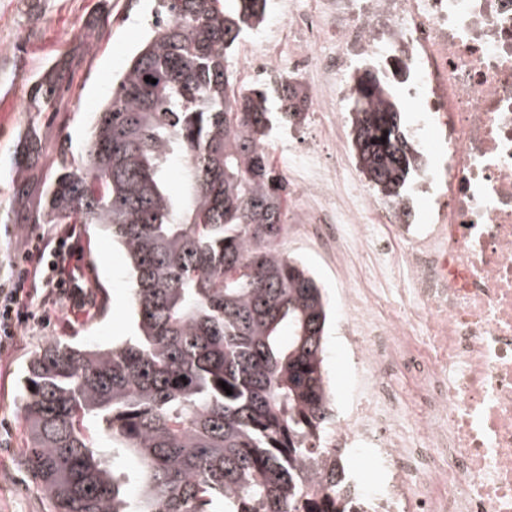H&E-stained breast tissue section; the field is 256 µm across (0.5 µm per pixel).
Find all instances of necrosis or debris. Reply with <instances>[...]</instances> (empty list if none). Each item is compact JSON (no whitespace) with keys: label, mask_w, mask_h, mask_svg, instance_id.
I'll list each match as a JSON object with an SVG mask.
<instances>
[{"label":"necrosis or debris","mask_w":512,"mask_h":512,"mask_svg":"<svg viewBox=\"0 0 512 512\" xmlns=\"http://www.w3.org/2000/svg\"><path fill=\"white\" fill-rule=\"evenodd\" d=\"M290 23L288 61L261 42L248 68L300 73L320 124L351 94L352 57L388 52L441 146L421 156L419 190L439 199L427 224L404 223L322 130L288 187L292 210L318 218L307 232L394 282L381 301L344 290L364 389L327 438L378 474L373 512H512V0H313Z\"/></svg>","instance_id":"necrosis-or-debris-1"}]
</instances>
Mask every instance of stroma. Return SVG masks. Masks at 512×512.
I'll use <instances>...</instances> for the list:
<instances>
[{
	"instance_id": "35a3bbf8",
	"label": "stroma",
	"mask_w": 512,
	"mask_h": 512,
	"mask_svg": "<svg viewBox=\"0 0 512 512\" xmlns=\"http://www.w3.org/2000/svg\"><path fill=\"white\" fill-rule=\"evenodd\" d=\"M309 0H270L262 27L249 31L235 59L244 61L255 43L288 28V13L305 11ZM152 25L150 0H0V280L14 271L28 238L43 232L24 223L13 208L21 177L50 182L51 162L80 154L98 109L112 93V80L129 64ZM70 62L52 106L30 109L34 82L53 66ZM36 130L38 149L22 158L29 130ZM309 122L277 131L270 143L271 160L286 177L300 174L299 154ZM82 257L75 281L78 293L51 308L56 322L24 328L14 345L0 350V512H49L35 477L20 467L26 446L24 369L51 340L108 348L134 332L128 258L98 227H76ZM280 250L302 260L317 276L330 307L324 338V368L336 394L337 414L346 416L357 390L354 364L340 363L338 338L344 282L335 256L314 240L292 235Z\"/></svg>"
}]
</instances>
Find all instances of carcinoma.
Segmentation results:
<instances>
[{
  "label": "carcinoma",
  "mask_w": 512,
  "mask_h": 512,
  "mask_svg": "<svg viewBox=\"0 0 512 512\" xmlns=\"http://www.w3.org/2000/svg\"><path fill=\"white\" fill-rule=\"evenodd\" d=\"M266 10L267 0H154L152 33L83 154L52 162L45 206L30 208L18 185L26 223L96 224L124 249L137 331L108 350L51 340L27 365L21 461L51 512H368L322 441L334 422L327 304L278 248L287 185L269 138L300 120L307 97L289 77L273 92L238 88L231 71ZM61 78L52 69L34 84L36 111ZM347 112L368 184L403 201L420 155L387 78L356 77ZM174 158L179 197L166 185ZM107 450L137 470L107 465Z\"/></svg>",
  "instance_id": "1"
}]
</instances>
